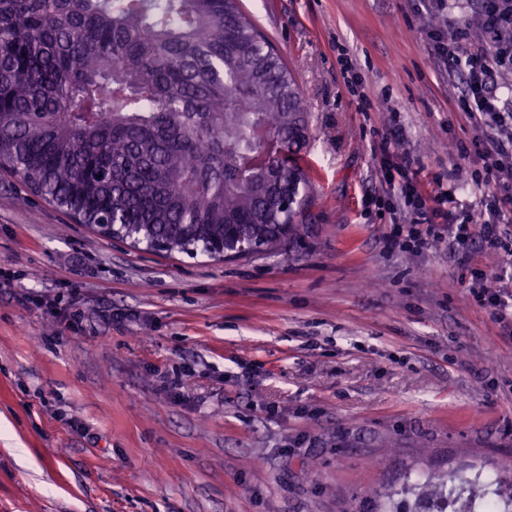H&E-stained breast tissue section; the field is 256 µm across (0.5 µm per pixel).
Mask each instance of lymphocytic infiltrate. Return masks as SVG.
I'll return each mask as SVG.
<instances>
[{
  "mask_svg": "<svg viewBox=\"0 0 512 512\" xmlns=\"http://www.w3.org/2000/svg\"><path fill=\"white\" fill-rule=\"evenodd\" d=\"M475 13V21L459 19L450 31L429 33L435 55L462 79L457 109L473 134L458 146L459 165L434 192L421 189L410 159L384 170L387 183L400 185L404 220L395 225L392 243L404 251L419 250L425 236L436 232L434 217L444 213L451 216L452 244L464 248L475 241L488 256L506 247L499 227L512 223V193L499 195L496 187L512 172V96L503 93L512 82V0H476ZM465 181L482 191L480 219L458 199Z\"/></svg>",
  "mask_w": 512,
  "mask_h": 512,
  "instance_id": "f902f5d3",
  "label": "lymphocytic infiltrate"
}]
</instances>
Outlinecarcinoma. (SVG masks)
<instances>
[{
  "instance_id": "carcinoma-1",
  "label": "carcinoma",
  "mask_w": 512,
  "mask_h": 512,
  "mask_svg": "<svg viewBox=\"0 0 512 512\" xmlns=\"http://www.w3.org/2000/svg\"><path fill=\"white\" fill-rule=\"evenodd\" d=\"M301 90L240 0H0V169L81 224L213 259L314 205ZM448 473L369 512H448Z\"/></svg>"
}]
</instances>
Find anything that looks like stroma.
Returning a JSON list of instances; mask_svg holds the SVG:
<instances>
[{"instance_id":"obj_1","label":"stroma","mask_w":512,"mask_h":512,"mask_svg":"<svg viewBox=\"0 0 512 512\" xmlns=\"http://www.w3.org/2000/svg\"><path fill=\"white\" fill-rule=\"evenodd\" d=\"M243 8L307 101L304 235L250 258L149 252L0 171V512H359L415 472L512 467V330L470 294L485 263L512 295V255L391 248L370 202L399 195L378 168L392 123L430 191L471 135L423 0Z\"/></svg>"}]
</instances>
